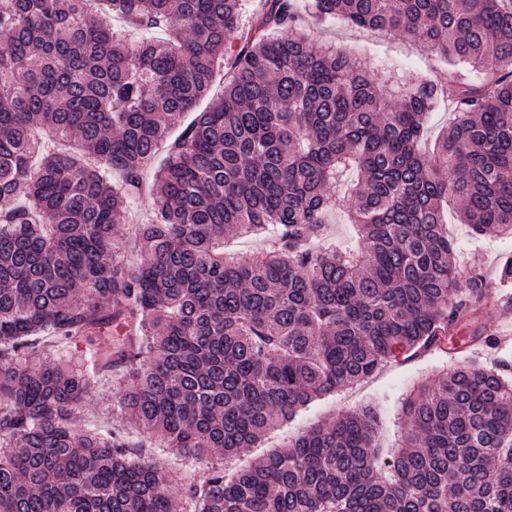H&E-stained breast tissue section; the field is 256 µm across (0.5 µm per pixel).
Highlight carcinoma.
<instances>
[{
  "mask_svg": "<svg viewBox=\"0 0 512 512\" xmlns=\"http://www.w3.org/2000/svg\"><path fill=\"white\" fill-rule=\"evenodd\" d=\"M242 7L0 0V512H512L508 361L413 390L384 469L366 410L190 485L80 416L115 370L117 413L195 466L397 357L497 345L444 213L512 235V0H261L247 26ZM303 12L401 32L448 72L376 77ZM115 19L170 37L132 45ZM175 126L134 266L114 225ZM339 210L356 250L326 240ZM246 234L259 255L224 254ZM453 110V105L449 104L448 101H445L441 102L431 113L428 121L427 136L422 145L424 150L427 151L440 131L448 127L449 122L453 118Z\"/></svg>",
  "mask_w": 512,
  "mask_h": 512,
  "instance_id": "cac0c4a2",
  "label": "carcinoma"
}]
</instances>
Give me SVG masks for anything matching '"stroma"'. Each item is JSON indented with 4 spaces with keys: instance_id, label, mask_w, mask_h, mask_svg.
Masks as SVG:
<instances>
[{
    "instance_id": "obj_1",
    "label": "stroma",
    "mask_w": 512,
    "mask_h": 512,
    "mask_svg": "<svg viewBox=\"0 0 512 512\" xmlns=\"http://www.w3.org/2000/svg\"><path fill=\"white\" fill-rule=\"evenodd\" d=\"M307 29L317 44H332L356 53L364 68L373 74L382 66L391 64L400 67L404 78L414 80L434 77L448 66L444 56L426 51L413 38L402 33L364 31L339 20L318 21L312 18L307 21ZM475 245L478 255L476 266L483 274L487 290L494 294L493 303L485 306L482 312L481 326L492 335H512V286H503L499 280L502 264L512 258V237L487 235ZM467 359L464 353L453 357L429 353L411 360L395 359L367 382L316 399L298 411L291 421L267 435L258 447L241 449L236 456L225 460L224 466L229 471L243 467L287 442L306 426L366 407L376 413L377 432L383 446L398 447L401 432L397 414L406 392L416 385L433 382L447 368Z\"/></svg>"
}]
</instances>
